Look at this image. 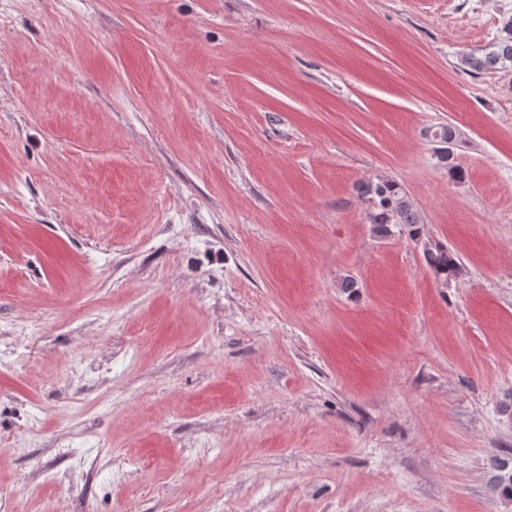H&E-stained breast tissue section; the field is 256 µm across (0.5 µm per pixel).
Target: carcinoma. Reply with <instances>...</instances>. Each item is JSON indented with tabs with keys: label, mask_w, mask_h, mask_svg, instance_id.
Instances as JSON below:
<instances>
[{
	"label": "carcinoma",
	"mask_w": 512,
	"mask_h": 512,
	"mask_svg": "<svg viewBox=\"0 0 512 512\" xmlns=\"http://www.w3.org/2000/svg\"><path fill=\"white\" fill-rule=\"evenodd\" d=\"M464 63L473 70L512 67V40L493 44L480 56L469 54ZM357 195L368 202V223L380 237L396 232L422 242L423 257L434 277L449 281L459 273V262L447 246L440 242L422 240L421 219L410 203L404 188L394 180H367L356 186Z\"/></svg>",
	"instance_id": "carcinoma-1"
}]
</instances>
